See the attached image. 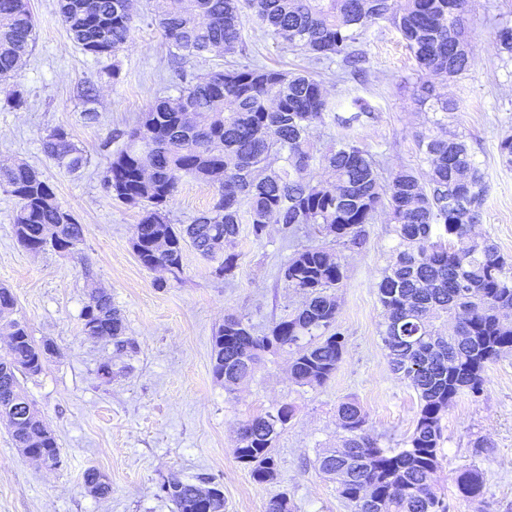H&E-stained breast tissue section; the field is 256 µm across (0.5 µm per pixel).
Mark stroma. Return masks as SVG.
Returning <instances> with one entry per match:
<instances>
[{
	"label": "stroma",
	"instance_id": "stroma-1",
	"mask_svg": "<svg viewBox=\"0 0 512 512\" xmlns=\"http://www.w3.org/2000/svg\"><path fill=\"white\" fill-rule=\"evenodd\" d=\"M29 5L33 51L16 77L0 82V162H23L42 173L86 232L75 254L29 253L12 233L16 200L0 187V286L13 292L17 315L34 339L51 340L58 349L42 372L23 384L61 448L60 466L45 468L16 448L0 421V512H175L159 491L173 473L219 483L224 512H265L279 493L287 494L296 512H349L335 483L314 465L319 450L338 444L339 404L355 400L371 433L398 438L412 430L419 407L415 392L392 372L380 336L383 313L375 284L394 257L390 224L382 219L368 225L362 248L346 254V279L337 292L346 350L332 378L317 388L295 384L290 357L280 351L266 355L248 383L225 390L212 373L214 329L225 315L235 314L248 317L263 335L299 306L301 296L279 279L278 270L308 237L284 239L273 224L258 240L250 225H241L232 276L217 275L215 262L189 246L176 283L166 272L140 264L131 246L140 214L113 201L102 184L105 167L123 146V131L137 116L185 80L223 69V58H197L176 67L152 0H137L134 42L114 57L120 69L114 79L70 40L58 0H29ZM505 21L512 22V0H471L472 66L440 91L456 104L449 130L464 136L488 178L483 221L475 232L489 236L510 258L512 165L503 164L498 143L512 134V62L493 41ZM243 24L255 59L286 69L307 66L306 57L266 39L253 16H244ZM364 50L372 74L367 83L338 81L333 63L317 73L337 115L366 106L368 114L353 133L385 171L420 168L417 135L427 127L433 106L422 95L415 58L385 22L370 30ZM85 82L98 91L93 123L85 120V106L76 96ZM15 89L26 98L18 109L3 100ZM57 127L69 130L87 151L89 163L81 171L68 172L42 152V139ZM212 201L211 186L184 180L170 217L176 224L191 223ZM93 288L111 294L136 353H117L107 340L83 334L80 312ZM106 362L119 369L109 382L98 375ZM284 402L294 406L295 416L274 448L278 476L259 484L232 453L237 430L249 415ZM442 424L437 491L447 498L448 512L477 508L459 497L451 479L453 471L472 465L485 473L480 508L512 512V356L490 365L482 395L458 397ZM479 438L485 447H476ZM91 469L109 479L107 496L88 491L85 474Z\"/></svg>",
	"mask_w": 512,
	"mask_h": 512
}]
</instances>
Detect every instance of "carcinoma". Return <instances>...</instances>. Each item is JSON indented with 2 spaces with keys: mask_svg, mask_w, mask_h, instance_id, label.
<instances>
[{
  "mask_svg": "<svg viewBox=\"0 0 512 512\" xmlns=\"http://www.w3.org/2000/svg\"><path fill=\"white\" fill-rule=\"evenodd\" d=\"M166 41L181 60L208 55L247 57L242 15L249 10L273 43L300 51L314 64L336 61L338 79L367 77L361 49L370 29L388 21L407 43L419 71L455 78L472 65L465 33L470 0H156ZM71 40L93 60L110 59L132 42L133 0H59ZM35 20L28 0H0V79H11L33 47ZM498 51L512 60V25L494 33ZM439 115L419 134L424 171L401 167L382 176L379 160L349 136L317 151L315 128L326 123L332 103L318 75L271 68L257 61H225L224 69L194 78L177 94L160 97L125 133L126 142L103 175L110 198L138 208L132 249L147 269L168 267L183 274L189 242L204 257L220 260L217 272L236 267L239 225H252L260 240L268 225L294 234L311 224L340 250L320 245L297 250L281 268L287 286L303 295L293 312L259 336L249 320L224 318L212 336L213 373L225 388L250 379L263 354L286 349L290 375L300 386L324 385L336 372L345 338L337 325L336 289L345 277L344 249L362 247L365 227L388 216L394 224L396 260L376 282L383 311L381 337L391 369L417 394L413 429L399 448L370 433L359 404L348 399L337 411L342 446L317 453L318 470L336 481V492L351 512H448L435 489L441 469L442 419L463 394L484 390L490 364L512 355V259L488 237L473 233L481 223L488 193L485 173L466 143L445 130L455 109L437 99ZM42 152L71 172L89 163L69 132L56 128L42 139ZM319 164L330 180L309 171ZM185 179L214 189V202L192 223L178 226L170 206ZM0 187L17 200L16 241L31 253L68 246L77 249L85 228L57 201L53 185L33 167L0 164ZM16 299L0 288V330L10 336L0 354V417L27 457L55 469L61 462L57 438L30 403L20 377L41 373L54 344L38 343L15 318ZM82 332L105 336L119 352H134L112 296L93 288L80 313ZM294 416L282 403L241 421L233 454L257 483L277 478L273 453ZM459 496L482 502L484 472L477 466L452 477ZM85 484L105 496L111 484L100 472ZM176 512H224L215 492L202 504L201 486L177 475L161 485Z\"/></svg>",
  "mask_w": 512,
  "mask_h": 512,
  "instance_id": "carcinoma-1",
  "label": "carcinoma"
}]
</instances>
